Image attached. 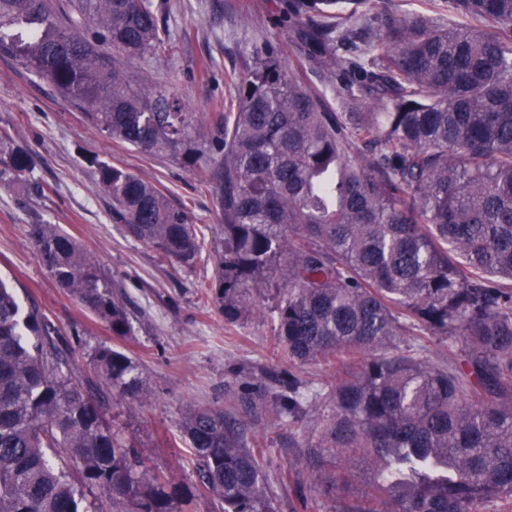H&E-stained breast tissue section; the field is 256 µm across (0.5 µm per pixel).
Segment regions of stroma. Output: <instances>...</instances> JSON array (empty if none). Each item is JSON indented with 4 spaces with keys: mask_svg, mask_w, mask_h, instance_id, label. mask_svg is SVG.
Instances as JSON below:
<instances>
[{
    "mask_svg": "<svg viewBox=\"0 0 512 512\" xmlns=\"http://www.w3.org/2000/svg\"><path fill=\"white\" fill-rule=\"evenodd\" d=\"M161 20L170 31L166 50L123 63L132 87L164 86L189 101L204 125L234 96L232 80L249 71L255 52L272 43L299 81L326 91L321 75L297 63L286 26L283 0H166ZM0 130L33 159V186L22 192L0 186V277L16 288L21 306L37 305L73 346L70 368L82 383L94 381L92 357L102 345L135 358L151 399L129 404L110 400L106 420L115 422L147 465L195 490V459L179 424L196 405L230 408L224 391L229 372L241 365L287 370L276 352L269 320L257 316L226 325L198 288L212 273L202 253L194 268L160 260L112 217V203L96 186L91 158L129 169L153 183L192 223L209 231L222 214L200 171L181 159L152 156L111 139L90 126L80 108L46 80L0 52ZM59 225L97 260L104 277L121 292L132 316L131 336L112 335L81 304L64 293L43 267L27 229L33 219ZM259 437L269 486L280 505L305 493L308 512H329L306 480L287 423L276 411L249 423Z\"/></svg>",
    "mask_w": 512,
    "mask_h": 512,
    "instance_id": "stroma-1",
    "label": "stroma"
}]
</instances>
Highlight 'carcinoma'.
Returning a JSON list of instances; mask_svg holds the SVG:
<instances>
[{
  "mask_svg": "<svg viewBox=\"0 0 512 512\" xmlns=\"http://www.w3.org/2000/svg\"><path fill=\"white\" fill-rule=\"evenodd\" d=\"M51 0H0V51L79 105L101 132L207 165L224 215L211 238L126 169L93 161L112 217L167 262L212 253L205 295L229 325L263 315L290 371H233L235 406L269 409L299 445L332 512H480L512 497V0H440L448 22L396 0H287L296 58L327 78L335 112L265 45L235 79L214 130L180 96L131 88L112 55L169 45L155 0H71L89 39ZM32 158L0 130V184H29ZM29 236L56 284L131 333L96 260L55 224ZM436 339L442 363L425 355ZM67 344L0 280V512H91L97 489L130 512H191L69 372ZM354 370L314 387L296 365ZM128 403L149 396L124 351L94 353ZM233 411L189 410L181 434L222 512H279L264 456ZM366 490L352 492L359 468Z\"/></svg>",
  "mask_w": 512,
  "mask_h": 512,
  "instance_id": "1",
  "label": "carcinoma"
}]
</instances>
